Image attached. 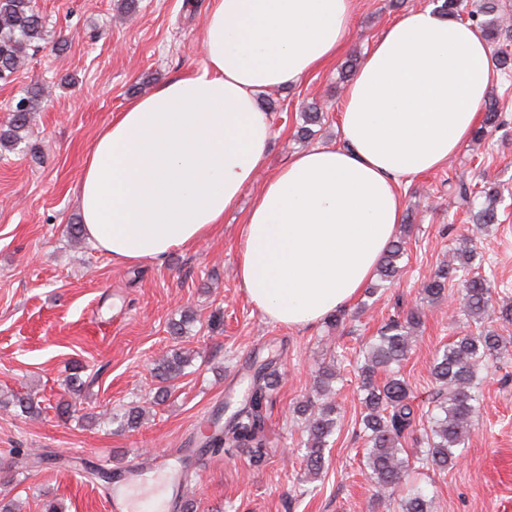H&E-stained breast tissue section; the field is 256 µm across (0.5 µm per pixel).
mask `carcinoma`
Instances as JSON below:
<instances>
[{
	"label": "carcinoma",
	"mask_w": 512,
	"mask_h": 512,
	"mask_svg": "<svg viewBox=\"0 0 512 512\" xmlns=\"http://www.w3.org/2000/svg\"><path fill=\"white\" fill-rule=\"evenodd\" d=\"M436 9L444 15L460 16L464 11L463 0H433ZM494 0H485L477 11L469 12V19L476 20L483 36L492 44L512 37V31L503 27L496 15ZM46 25L37 8V0H0V81L15 74L25 63L29 51L45 39ZM44 98V89L33 86L16 101L9 120L0 126V150H12L23 141L29 131L31 114ZM485 203L478 206L479 197ZM460 204L473 211V221L478 229L498 222L497 205L501 191H473L461 182L458 185ZM403 254V241L397 240L387 249L379 267L378 276L389 281L398 272L397 261ZM474 249L464 248L458 253L459 265L442 266L422 287V295L435 301L444 295L448 282L459 271L471 267ZM464 303L461 312L473 320L492 318L491 283L482 275L464 280ZM422 323V312L415 308L403 319H391L379 330L377 339L363 353L364 362L359 366V392L365 414L362 417L367 448L364 466L379 491L386 493L406 482L410 471L409 459L402 456L401 440L414 431L416 410L407 382L396 374L387 375L382 383L376 376L393 364L401 363L410 351L412 335ZM503 345V338L487 326L476 334H467L448 343L431 365V375L436 390L429 401L430 435L427 436L426 454L419 463L438 471L453 467L459 459L458 448L465 444L471 432L473 413L480 404L479 374L488 358ZM190 363L189 355L175 349L156 367L159 381L153 400L169 391L168 383L183 374ZM333 359L319 367L314 378L315 397L295 408L303 420L307 433L305 470L309 477L320 475L325 464V450L329 438L337 428V406L329 400L331 383L336 379ZM273 359L260 361L253 358L247 365L252 372V387L246 406L237 411L225 425H218L219 417L211 423L216 434L209 437L203 450L212 453L231 448H248L255 464L264 461L268 437L265 430L263 408L271 400L280 384V373ZM433 500L415 488L405 497L402 512H432Z\"/></svg>",
	"instance_id": "obj_1"
}]
</instances>
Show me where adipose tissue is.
<instances>
[{"label":"adipose tissue","instance_id":"1","mask_svg":"<svg viewBox=\"0 0 512 512\" xmlns=\"http://www.w3.org/2000/svg\"><path fill=\"white\" fill-rule=\"evenodd\" d=\"M357 0H212L201 69L130 101L97 136L78 184L84 233L116 264L159 261L223 223L263 171L273 135L259 92L345 48ZM496 78L470 23L404 12L347 84L342 141L268 175L235 276L272 322L305 328L349 306L402 221L400 183L447 164Z\"/></svg>","mask_w":512,"mask_h":512}]
</instances>
